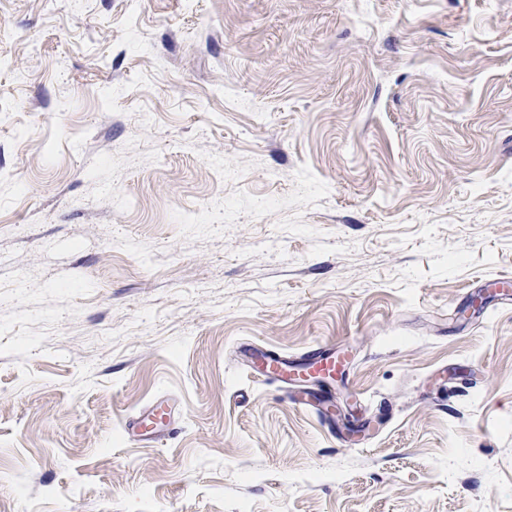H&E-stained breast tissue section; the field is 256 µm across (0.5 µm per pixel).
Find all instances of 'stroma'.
<instances>
[{
	"label": "stroma",
	"mask_w": 512,
	"mask_h": 512,
	"mask_svg": "<svg viewBox=\"0 0 512 512\" xmlns=\"http://www.w3.org/2000/svg\"><path fill=\"white\" fill-rule=\"evenodd\" d=\"M503 277L512 0H0V512H512ZM236 354L248 359L255 356L258 379L276 385L287 400L292 394L291 389L301 386V383L333 379L344 360L334 346L311 349L291 359L280 352H264L255 343H244L237 348ZM290 398L294 399L292 395ZM175 414L176 409L168 402H156L125 420V431L129 435L133 430L146 440L161 438L169 426H176Z\"/></svg>",
	"instance_id": "1"
}]
</instances>
